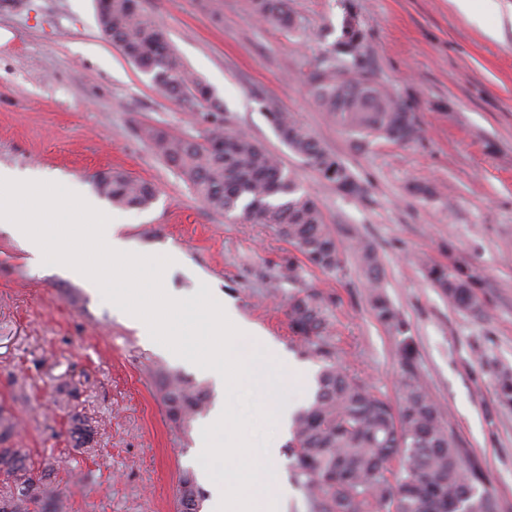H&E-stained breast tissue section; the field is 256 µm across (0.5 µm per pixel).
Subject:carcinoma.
<instances>
[{
  "mask_svg": "<svg viewBox=\"0 0 512 512\" xmlns=\"http://www.w3.org/2000/svg\"><path fill=\"white\" fill-rule=\"evenodd\" d=\"M101 32L154 84L172 97L198 99L205 84L194 79L169 46L163 29L146 13L142 0H101ZM261 21L290 30L294 17L288 0H250ZM348 49L350 65L330 63L309 76L312 96L336 123L362 139L409 143L419 138L406 106L386 86L369 77L353 33L337 43ZM268 119L281 141L326 179L354 188L349 169L322 147L289 112L269 104ZM143 137L166 163L215 211L256 224L271 225L297 247L312 266L336 271V227L299 186L278 158L245 132L226 133L214 126L199 136H174L148 127ZM96 190L118 206L145 207L155 196L152 184L112 173V181H94ZM353 250L366 273V288L377 318L401 333L398 318L383 291L379 259L369 240L356 237ZM428 278L460 309L477 312L471 283L448 267L422 261ZM331 297L305 291L288 298V323L300 353L322 363L309 404L293 420L289 446L294 481L308 512H494L481 462L448 434L442 413L413 371V348L404 341L399 355L405 371L392 404L374 387L344 370L331 334ZM157 392L168 421L187 433L210 402V393L179 373L160 370ZM501 404H512V372L498 378ZM14 425L0 413V474L9 490L0 495V512H63V500L51 480L53 465L38 462L11 445ZM205 495L195 474L179 480L177 512H200Z\"/></svg>",
  "mask_w": 512,
  "mask_h": 512,
  "instance_id": "cac0c4a2",
  "label": "carcinoma"
}]
</instances>
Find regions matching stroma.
Wrapping results in <instances>:
<instances>
[{"instance_id":"35a3bbf8","label":"stroma","mask_w":512,"mask_h":512,"mask_svg":"<svg viewBox=\"0 0 512 512\" xmlns=\"http://www.w3.org/2000/svg\"><path fill=\"white\" fill-rule=\"evenodd\" d=\"M212 17L200 0H144L188 71L220 106L226 131H243L275 154L321 206L342 242L370 240L385 291L404 332L380 323L350 249L334 273L310 265L265 224L207 207L144 139L207 128L203 109L162 93L101 32L96 0H0V166L39 170L96 195L93 177L120 171L154 185L145 208L116 209L136 247L179 250L172 292L208 285L279 350L287 388H253L249 406L285 399L306 406L318 361L304 358L288 327L286 302L299 291L335 297L333 336L347 369L396 398L399 346L410 338L413 367L461 447L482 464L497 512H512V405L497 377L512 370V33L487 38L449 0H289L284 31L254 16L248 0H221ZM359 35L364 64L404 102L416 141L361 140L322 112L306 83L346 33ZM275 102L293 113L363 188L349 195L280 140L266 117ZM473 284L480 313L459 310L432 284L419 257ZM294 266L295 283L274 289ZM191 380L193 364L170 357L113 316L102 296L52 267H34L0 230V406L13 415L16 447L52 457V481L67 512H176L179 477L194 472L212 492L195 434L166 419L155 372ZM88 419L77 445L72 416ZM284 512H306L287 444L264 457Z\"/></svg>"}]
</instances>
